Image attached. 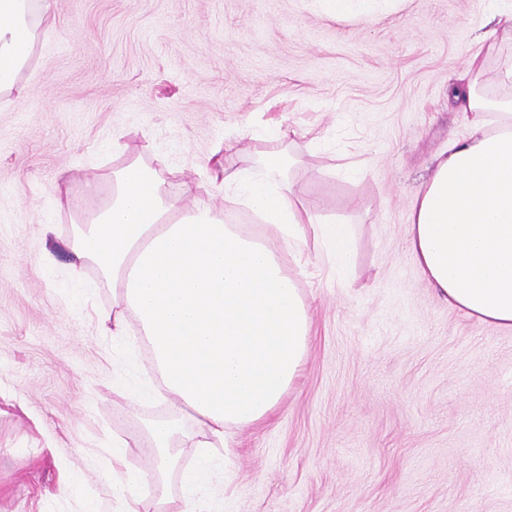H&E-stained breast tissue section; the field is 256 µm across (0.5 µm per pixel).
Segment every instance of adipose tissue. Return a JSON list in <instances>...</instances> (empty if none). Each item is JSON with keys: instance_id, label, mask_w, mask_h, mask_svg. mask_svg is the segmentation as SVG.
<instances>
[{"instance_id": "ef3b65f1", "label": "adipose tissue", "mask_w": 512, "mask_h": 512, "mask_svg": "<svg viewBox=\"0 0 512 512\" xmlns=\"http://www.w3.org/2000/svg\"><path fill=\"white\" fill-rule=\"evenodd\" d=\"M55 23L54 0H0V94H12L42 28ZM486 58L473 53L449 86L448 102L470 131L448 143L411 196L409 250L421 277L449 309L512 332V99L478 96ZM498 111L489 129L486 109ZM271 156L260 169L224 165L220 185L228 203H241L280 225L286 246L304 230L320 238L338 271L354 261L346 224H325L304 204ZM69 247L93 264L112 295L130 311L151 350L172 413L146 423L156 479L175 460L185 418L203 435L198 463L182 477L188 512H202L199 487L215 475V441L228 427L264 424L297 379L312 319L278 250L249 224H228L205 203L178 205L155 171L132 161L113 172L102 206L77 222ZM116 448L102 468L109 485L141 512L146 476L125 466Z\"/></svg>"}]
</instances>
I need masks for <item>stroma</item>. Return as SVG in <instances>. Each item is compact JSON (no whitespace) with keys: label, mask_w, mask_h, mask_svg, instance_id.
Wrapping results in <instances>:
<instances>
[{"label":"stroma","mask_w":512,"mask_h":512,"mask_svg":"<svg viewBox=\"0 0 512 512\" xmlns=\"http://www.w3.org/2000/svg\"><path fill=\"white\" fill-rule=\"evenodd\" d=\"M490 8L403 0L358 24L319 0H58L20 99L0 97V512H122L98 477L116 441L153 474L142 429L169 407L136 328L98 330L115 301L93 266L73 282V223L99 203L87 182L133 160L181 199L228 139L252 162L292 155L302 199L350 226L356 257L339 277L313 237L284 250L308 351L266 423L225 432L210 512H512V332L450 310L406 234L411 195L467 134L448 85ZM510 64L498 39L483 96L512 97ZM193 445L147 512H184Z\"/></svg>","instance_id":"1"}]
</instances>
